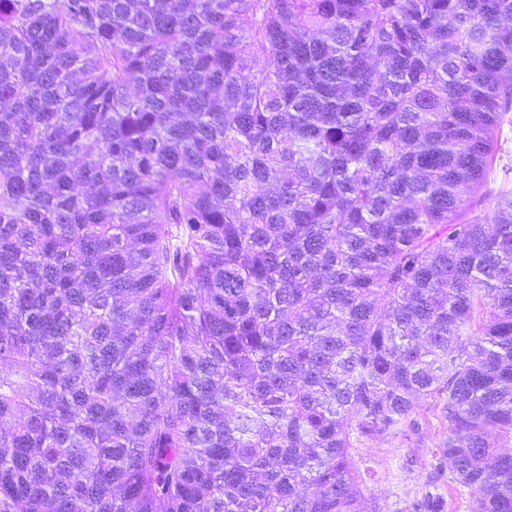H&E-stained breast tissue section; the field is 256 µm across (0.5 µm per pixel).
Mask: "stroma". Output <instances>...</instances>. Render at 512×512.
Listing matches in <instances>:
<instances>
[{"instance_id":"35a3bbf8","label":"stroma","mask_w":512,"mask_h":512,"mask_svg":"<svg viewBox=\"0 0 512 512\" xmlns=\"http://www.w3.org/2000/svg\"><path fill=\"white\" fill-rule=\"evenodd\" d=\"M415 419L417 429L405 427L357 442L358 457L375 472L362 489L364 497L382 512H412L413 502L434 488L445 498V512H476L467 488L448 478L435 487L429 484L431 465L448 438L440 404L429 398L419 400Z\"/></svg>"}]
</instances>
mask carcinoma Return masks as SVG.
Returning a JSON list of instances; mask_svg holds the SVG:
<instances>
[{
	"mask_svg": "<svg viewBox=\"0 0 512 512\" xmlns=\"http://www.w3.org/2000/svg\"><path fill=\"white\" fill-rule=\"evenodd\" d=\"M510 112L512 0H0V512H370L420 398L512 512Z\"/></svg>",
	"mask_w": 512,
	"mask_h": 512,
	"instance_id": "1",
	"label": "carcinoma"
}]
</instances>
